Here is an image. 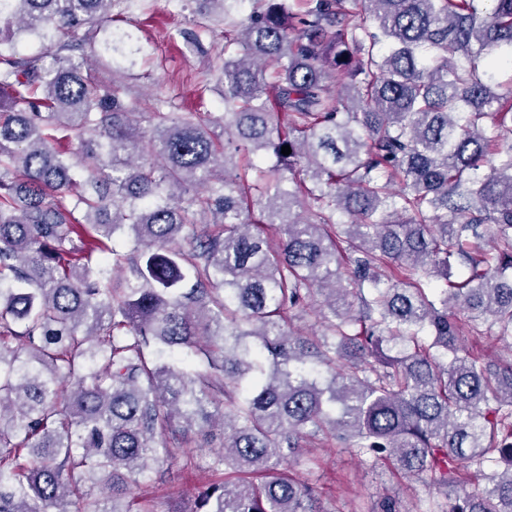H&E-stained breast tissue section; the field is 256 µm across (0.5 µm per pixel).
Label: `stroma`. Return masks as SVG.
<instances>
[{
  "instance_id": "stroma-1",
  "label": "stroma",
  "mask_w": 512,
  "mask_h": 512,
  "mask_svg": "<svg viewBox=\"0 0 512 512\" xmlns=\"http://www.w3.org/2000/svg\"><path fill=\"white\" fill-rule=\"evenodd\" d=\"M190 17V12H176L170 0H130L119 26L138 37L144 52L133 69V78L124 82L126 101L145 108L154 98L164 96L185 112L201 108L218 111L217 96L201 105L192 90L209 78L210 66L224 52V36L216 34L200 51L187 47L178 31L188 27ZM221 442V433H214L210 448L196 449L191 465L173 463L162 476L145 484L140 494L146 512H189L199 487L212 476L211 450ZM306 456L311 461L312 479L318 480L344 512H367L387 490L398 493L402 512H415L434 494L427 480L404 482L388 463H373L332 440L307 449Z\"/></svg>"
}]
</instances>
